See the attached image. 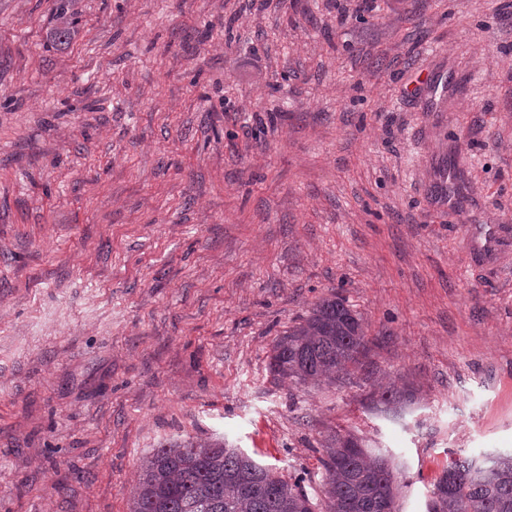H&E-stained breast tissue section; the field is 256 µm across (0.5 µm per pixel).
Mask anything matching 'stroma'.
Returning <instances> with one entry per match:
<instances>
[{"instance_id":"1","label":"stroma","mask_w":512,"mask_h":512,"mask_svg":"<svg viewBox=\"0 0 512 512\" xmlns=\"http://www.w3.org/2000/svg\"><path fill=\"white\" fill-rule=\"evenodd\" d=\"M56 3L0 0V512H129L142 457L199 438L317 498L349 430L400 512L512 454V254L462 234L512 225V0H70L66 52ZM333 292L422 387L401 421L270 374ZM58 1H60L56 7L58 23L47 32L46 38L52 41L57 47L66 49L76 37V31L74 29L73 22L70 21L67 16L66 2H69V0ZM463 233L478 258L493 260L499 253L512 249L511 224H470L464 227Z\"/></svg>"}]
</instances>
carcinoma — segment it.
<instances>
[{
  "mask_svg": "<svg viewBox=\"0 0 512 512\" xmlns=\"http://www.w3.org/2000/svg\"><path fill=\"white\" fill-rule=\"evenodd\" d=\"M68 0L46 38L66 49L76 37ZM362 318L337 294L319 299L279 336L269 370L281 382L341 386L372 374ZM373 409L397 420L416 399V387L380 386ZM323 499L309 496L303 477L288 480L224 440L162 444L140 464L130 512H398L403 483L391 459L375 455L361 438L332 431L321 441ZM431 512H512V455L448 463L434 483Z\"/></svg>",
  "mask_w": 512,
  "mask_h": 512,
  "instance_id": "cac0c4a2",
  "label": "carcinoma"
}]
</instances>
